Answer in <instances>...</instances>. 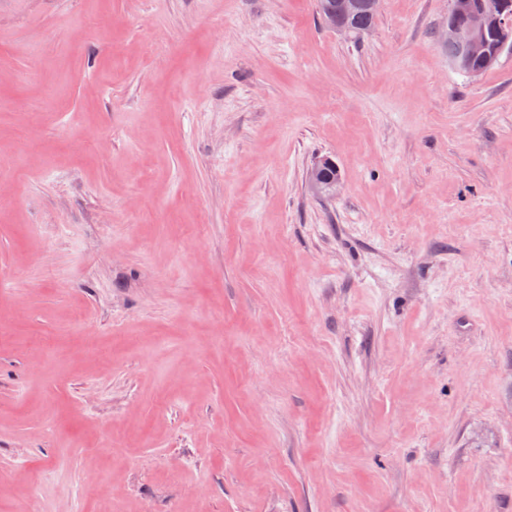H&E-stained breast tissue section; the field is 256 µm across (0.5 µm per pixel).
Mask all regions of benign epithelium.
I'll return each instance as SVG.
<instances>
[{"instance_id": "benign-epithelium-1", "label": "benign epithelium", "mask_w": 512, "mask_h": 512, "mask_svg": "<svg viewBox=\"0 0 512 512\" xmlns=\"http://www.w3.org/2000/svg\"><path fill=\"white\" fill-rule=\"evenodd\" d=\"M380 0H330L323 5L332 27L340 32L352 31V22L362 9L377 11ZM495 33L498 47L512 43V11L504 0H453L448 14L446 42L456 46L462 56L450 61L457 70L477 76L481 70L470 68L467 58L480 55L484 64L497 59L498 52L487 50L483 35L486 30Z\"/></svg>"}]
</instances>
